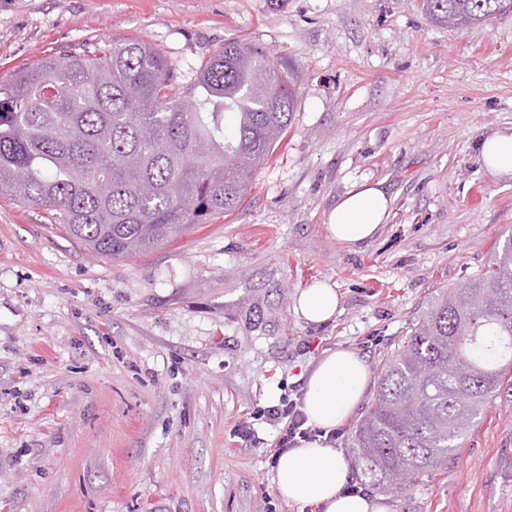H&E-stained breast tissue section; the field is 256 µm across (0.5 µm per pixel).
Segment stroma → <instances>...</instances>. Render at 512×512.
Here are the masks:
<instances>
[{
	"mask_svg": "<svg viewBox=\"0 0 512 512\" xmlns=\"http://www.w3.org/2000/svg\"><path fill=\"white\" fill-rule=\"evenodd\" d=\"M126 36L165 55L180 96L225 41L262 49L294 85L292 123L237 211L141 256L87 253L0 197V512H300L256 409L302 400L331 351L378 374L512 234V177L479 158L512 130V13L454 29L422 0H0V76ZM366 180L390 218L338 242L327 214ZM318 281L340 302L311 324L294 306ZM386 500L512 512V381L446 468Z\"/></svg>",
	"mask_w": 512,
	"mask_h": 512,
	"instance_id": "stroma-1",
	"label": "stroma"
}]
</instances>
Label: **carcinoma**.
<instances>
[{
  "mask_svg": "<svg viewBox=\"0 0 512 512\" xmlns=\"http://www.w3.org/2000/svg\"><path fill=\"white\" fill-rule=\"evenodd\" d=\"M423 6L455 28L512 13V0ZM173 80L137 37L0 76V195L49 210L84 249L112 257L235 211L288 131L295 89L239 41L200 66L195 94L174 97ZM510 371L512 235L487 267L439 289L383 364L348 438L355 465L382 491L407 490L448 465Z\"/></svg>",
  "mask_w": 512,
  "mask_h": 512,
  "instance_id": "obj_1",
  "label": "carcinoma"
}]
</instances>
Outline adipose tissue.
<instances>
[{
	"instance_id": "ef3b65f1",
	"label": "adipose tissue",
	"mask_w": 512,
	"mask_h": 512,
	"mask_svg": "<svg viewBox=\"0 0 512 512\" xmlns=\"http://www.w3.org/2000/svg\"><path fill=\"white\" fill-rule=\"evenodd\" d=\"M392 198L381 183L354 185L334 206L328 229L336 240L348 244L370 241L389 216ZM339 296L321 282L304 289L296 310L307 322L331 319ZM370 377L366 361L348 351L324 355L312 369L303 397V411L310 424L336 428L359 405ZM349 469L340 450L318 443L305 444L281 454L275 465L273 485L289 503L316 507L320 512H390L382 498L348 491Z\"/></svg>"
}]
</instances>
